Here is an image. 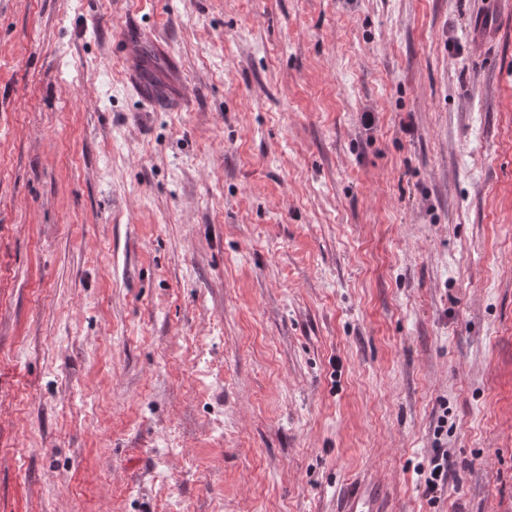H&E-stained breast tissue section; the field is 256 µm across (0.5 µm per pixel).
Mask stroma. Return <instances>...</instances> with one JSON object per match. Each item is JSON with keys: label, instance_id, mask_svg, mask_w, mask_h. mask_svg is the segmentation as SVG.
Wrapping results in <instances>:
<instances>
[{"label": "stroma", "instance_id": "1", "mask_svg": "<svg viewBox=\"0 0 512 512\" xmlns=\"http://www.w3.org/2000/svg\"><path fill=\"white\" fill-rule=\"evenodd\" d=\"M367 473L512 512V0H0V512ZM419 476L423 479L425 492L429 495L443 491L448 481V451L439 450L431 460L429 469L419 470Z\"/></svg>", "mask_w": 512, "mask_h": 512}]
</instances>
